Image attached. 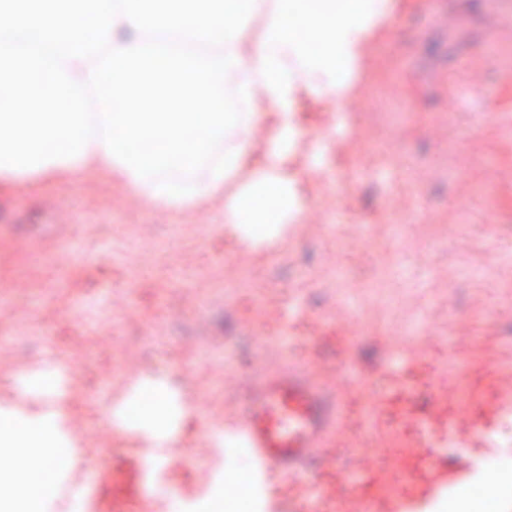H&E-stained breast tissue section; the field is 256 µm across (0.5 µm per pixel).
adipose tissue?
Listing matches in <instances>:
<instances>
[{"label": "adipose tissue", "instance_id": "1", "mask_svg": "<svg viewBox=\"0 0 512 512\" xmlns=\"http://www.w3.org/2000/svg\"><path fill=\"white\" fill-rule=\"evenodd\" d=\"M388 3L359 0L342 13L309 15L297 0H0L38 47L19 57L12 40L0 39V188L95 170L153 205L182 210L223 198L224 231L240 244L283 237L302 213L290 165L302 151L321 158L319 143L299 130L298 96L323 83L350 94L340 68L359 64L376 29L394 22ZM225 29L221 50L195 65L142 45L150 31L197 43ZM308 30L320 35V50ZM147 82L162 111H112L114 96ZM185 92L201 111H175ZM15 97L31 111H9ZM257 127L267 132L258 150L250 142ZM54 438L47 427L20 430L0 453L27 445L17 463L40 474L39 449Z\"/></svg>", "mask_w": 512, "mask_h": 512}]
</instances>
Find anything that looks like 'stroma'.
Instances as JSON below:
<instances>
[{
	"label": "stroma",
	"instance_id": "35a3bbf8",
	"mask_svg": "<svg viewBox=\"0 0 512 512\" xmlns=\"http://www.w3.org/2000/svg\"><path fill=\"white\" fill-rule=\"evenodd\" d=\"M397 23L369 47L356 91L296 104L324 143L319 171L294 170L305 208L260 247L224 232V201L183 211L146 203L98 172L0 192V415L17 392L56 414L65 451L44 448L42 512H59L84 474L143 443L125 421L143 384L180 382L176 445L199 466L182 496L202 500L235 463L223 439L257 370L293 362L327 330L306 370L353 416L327 449L344 475L340 512L401 473L406 434L362 433L358 413L387 371L413 369L427 464H464L459 432L484 456L512 445V17L495 0H393ZM494 405L480 420L476 400ZM468 439V440H469Z\"/></svg>",
	"mask_w": 512,
	"mask_h": 512
}]
</instances>
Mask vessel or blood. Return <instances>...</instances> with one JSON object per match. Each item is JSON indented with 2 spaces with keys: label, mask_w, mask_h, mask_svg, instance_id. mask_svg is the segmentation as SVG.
Segmentation results:
<instances>
[{
  "label": "vessel or blood",
  "mask_w": 512,
  "mask_h": 512,
  "mask_svg": "<svg viewBox=\"0 0 512 512\" xmlns=\"http://www.w3.org/2000/svg\"><path fill=\"white\" fill-rule=\"evenodd\" d=\"M381 403L367 407L370 428L388 429L409 423L414 413V394L419 384L414 376H394ZM349 413L348 405L318 386L300 371L261 375L245 398L241 416L224 438L235 452L252 462L251 478L265 490L267 512H281L283 502L302 505L316 500L318 512H338L335 462L322 461L319 450L327 437ZM425 442L409 437L408 462L396 491L380 490L370 499V512H420L427 501L465 488L483 465L475 458L445 473L423 472ZM159 457L154 449L141 447L112 471L88 474L84 490L112 486L110 512H128L130 496L149 490V476ZM277 474L288 480L287 493L268 492V478Z\"/></svg>",
  "instance_id": "vessel-or-blood-1"
}]
</instances>
